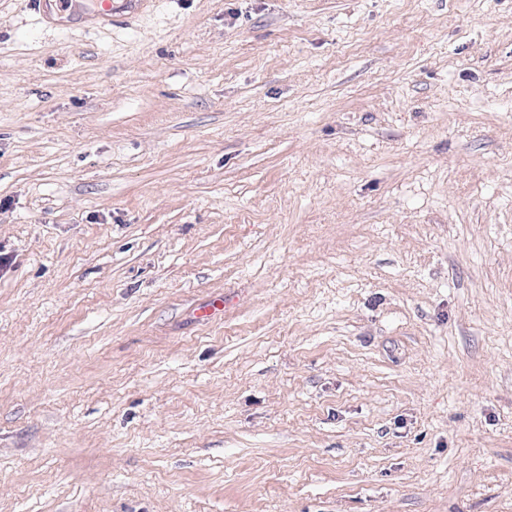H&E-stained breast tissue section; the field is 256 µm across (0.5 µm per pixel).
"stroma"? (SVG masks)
<instances>
[{"label": "stroma", "instance_id": "obj_1", "mask_svg": "<svg viewBox=\"0 0 512 512\" xmlns=\"http://www.w3.org/2000/svg\"><path fill=\"white\" fill-rule=\"evenodd\" d=\"M90 5L0 0V512H512V0Z\"/></svg>", "mask_w": 512, "mask_h": 512}]
</instances>
